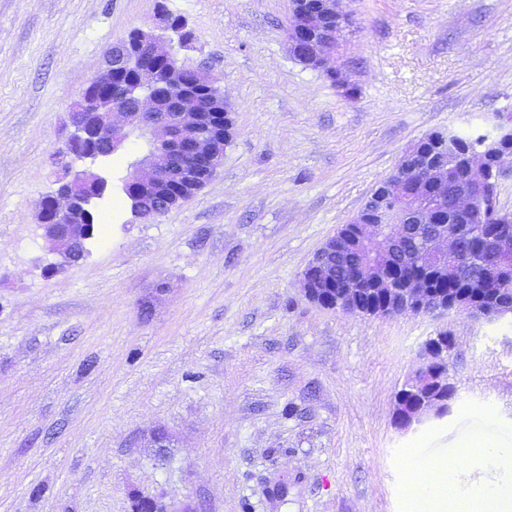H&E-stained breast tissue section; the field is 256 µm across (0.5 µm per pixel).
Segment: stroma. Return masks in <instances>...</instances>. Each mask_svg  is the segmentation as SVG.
<instances>
[{"instance_id":"1","label":"stroma","mask_w":512,"mask_h":512,"mask_svg":"<svg viewBox=\"0 0 512 512\" xmlns=\"http://www.w3.org/2000/svg\"><path fill=\"white\" fill-rule=\"evenodd\" d=\"M291 0H0V512H410L409 470L512 447V318H361L301 289L315 252L403 152L512 113V0H340L336 68L286 48ZM179 64L224 91L216 174L151 220L120 186L79 262L46 274L41 199L68 114L112 45L159 12ZM448 414L394 397L439 329ZM171 444L153 447L154 432Z\"/></svg>"}]
</instances>
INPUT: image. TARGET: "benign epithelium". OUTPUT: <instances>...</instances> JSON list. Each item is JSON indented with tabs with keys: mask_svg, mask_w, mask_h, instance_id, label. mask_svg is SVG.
<instances>
[{
	"mask_svg": "<svg viewBox=\"0 0 512 512\" xmlns=\"http://www.w3.org/2000/svg\"><path fill=\"white\" fill-rule=\"evenodd\" d=\"M339 0H298L292 7L287 29L290 55L306 64L327 67L334 62L337 35L348 17L338 8ZM117 63L116 81L103 96L86 87L78 96V105L68 115L72 128L69 151L81 152V144L90 136L106 133L114 148L124 145L141 131L161 141H170L172 155L167 162L146 156L139 160L128 182L139 200L160 186L179 187L217 170L224 157V133L219 122L204 126L202 109L191 102V93L212 83L195 70L182 67L183 92L175 94L160 79L158 64L174 63L166 37L153 30L133 29L126 39L112 47ZM131 78H122L125 70ZM497 136L494 146L468 154L466 168L469 189L456 197V209L466 214L473 210L475 196L484 191L496 199L499 183L512 179V150L499 144L512 140V117L496 116ZM446 148L440 156L423 163L416 148L409 147L400 157L393 173L385 179L386 195L407 202L405 210L393 217L383 199L372 195L350 221L348 227L330 237L314 254L302 273V290L313 302H324L332 310L345 311L363 318L398 314L416 315L427 310L433 315L451 310L481 314L464 303L448 299L428 287L422 277L401 284L393 282L391 267L398 255L400 241L410 235L421 242L419 264L427 268H446L457 257L456 236L434 226L436 204L448 195V171L455 165ZM88 181L83 172L74 174L50 196L53 217L39 213L42 237L51 240L58 260L45 266L56 269L83 258V243L92 226L80 223L85 205L80 195ZM350 260L357 275L337 291L336 264ZM420 367L395 395L394 414L404 418L398 428L408 431L431 417L448 413L440 398L441 388L448 385V336L440 331L428 338L419 352ZM132 512H191L167 507L156 497L138 496Z\"/></svg>",
	"mask_w": 512,
	"mask_h": 512,
	"instance_id": "benign-epithelium-1",
	"label": "benign epithelium"
}]
</instances>
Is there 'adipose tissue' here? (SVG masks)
<instances>
[{
	"label": "adipose tissue",
	"mask_w": 512,
	"mask_h": 512,
	"mask_svg": "<svg viewBox=\"0 0 512 512\" xmlns=\"http://www.w3.org/2000/svg\"><path fill=\"white\" fill-rule=\"evenodd\" d=\"M456 471V465L447 461L426 464L420 484L410 493L414 512H448L449 506L467 500L478 504V512H512V478L478 488L467 498L457 490Z\"/></svg>",
	"instance_id": "adipose-tissue-1"
}]
</instances>
